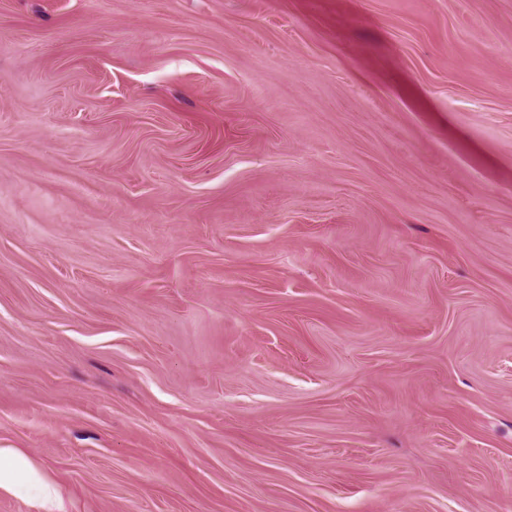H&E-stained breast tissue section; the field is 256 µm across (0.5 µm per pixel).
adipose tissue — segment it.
Returning <instances> with one entry per match:
<instances>
[{
	"label": "adipose tissue",
	"instance_id": "ef3b65f1",
	"mask_svg": "<svg viewBox=\"0 0 512 512\" xmlns=\"http://www.w3.org/2000/svg\"><path fill=\"white\" fill-rule=\"evenodd\" d=\"M0 491L32 499L41 512H64L51 478L16 448H0Z\"/></svg>",
	"mask_w": 512,
	"mask_h": 512
}]
</instances>
